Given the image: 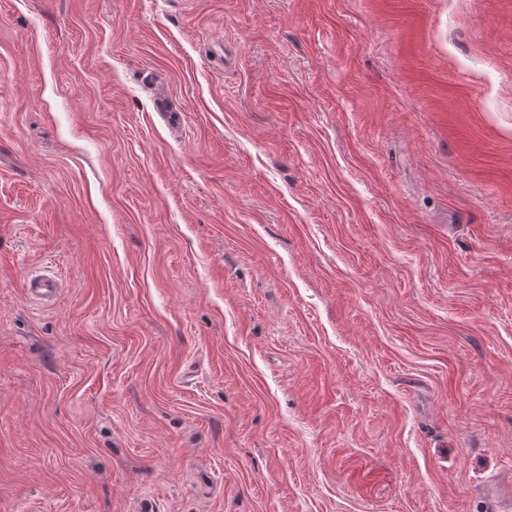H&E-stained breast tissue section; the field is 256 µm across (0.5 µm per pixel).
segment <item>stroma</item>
Segmentation results:
<instances>
[{
    "label": "stroma",
    "mask_w": 512,
    "mask_h": 512,
    "mask_svg": "<svg viewBox=\"0 0 512 512\" xmlns=\"http://www.w3.org/2000/svg\"><path fill=\"white\" fill-rule=\"evenodd\" d=\"M511 478L512 0H0V512ZM57 286V281L54 278L44 275L27 276L24 283L27 296L34 300H42L52 295L58 288Z\"/></svg>",
    "instance_id": "obj_1"
}]
</instances>
